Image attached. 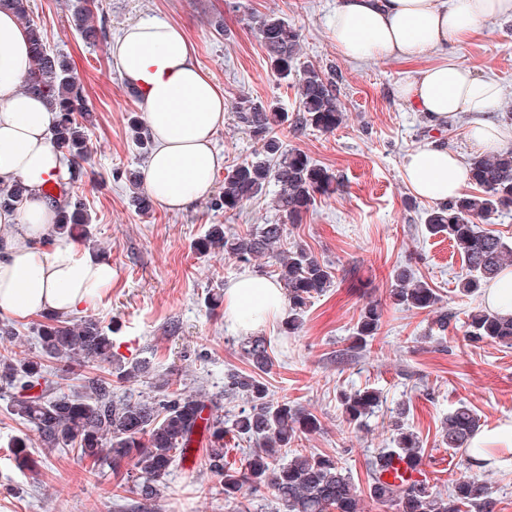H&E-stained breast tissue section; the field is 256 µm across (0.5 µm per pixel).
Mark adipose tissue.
Instances as JSON below:
<instances>
[{
    "label": "adipose tissue",
    "mask_w": 512,
    "mask_h": 512,
    "mask_svg": "<svg viewBox=\"0 0 512 512\" xmlns=\"http://www.w3.org/2000/svg\"><path fill=\"white\" fill-rule=\"evenodd\" d=\"M503 16L512 17V0H336L330 37L352 61L429 59L400 83V98L435 128L465 119L470 143L495 152L512 145V126L493 117L502 88L448 48ZM110 54L145 112L152 150L143 186L163 209L186 210L211 194L224 162L214 147L224 125V92L173 23H130ZM33 68L25 28L9 8L0 9V182L19 180L27 188L13 212L0 213V316L14 319L88 310L112 286L110 263L56 232L57 211L44 191L64 164L52 142L55 113L21 89ZM402 177L416 196L441 202L460 194L468 169L461 154L430 139L405 157ZM286 308L283 288L249 269L224 291L225 318L247 335Z\"/></svg>",
    "instance_id": "1"
}]
</instances>
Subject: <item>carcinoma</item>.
<instances>
[{
    "label": "carcinoma",
    "instance_id": "carcinoma-1",
    "mask_svg": "<svg viewBox=\"0 0 512 512\" xmlns=\"http://www.w3.org/2000/svg\"><path fill=\"white\" fill-rule=\"evenodd\" d=\"M91 4L92 0H81L74 10L73 22L80 36L94 43L100 34L89 23ZM2 6L11 9L28 31L36 59L28 90L42 94L58 112L52 139L66 160L68 177L57 181L58 193L46 194L55 203L69 195V186L81 178L83 163L90 158L84 126L78 120L80 116L88 119L89 114L84 110L76 73L66 56L47 46L40 27L30 19L28 0H0ZM254 24L271 71L283 80L300 73L296 83L298 108L288 114L247 97L235 102L238 121L261 143L262 157L238 165L227 174L224 191L215 199L214 207L226 212L236 210L262 193L266 183L273 180L279 186L275 198L278 222L262 224L245 236L230 234L224 225L213 224L194 249L200 254L222 249L244 264L257 257L273 260L276 280L288 295L289 314L282 332L291 335L301 326L311 300L332 286L333 275L326 264L303 247L282 250L286 226L301 223L316 196L335 193L338 184L332 172L315 164L306 153L282 150L276 128L286 125L296 132L307 127L331 131L343 123L345 114L334 77L312 64L298 70L300 34L295 27L274 15L257 17ZM469 177L478 193L439 203L425 217L426 231L432 236H448L461 254L465 275L458 280L457 290L463 295L477 293L504 267L512 265V246L478 224L512 210V149L472 158ZM25 192L20 183L0 188V210L12 211ZM87 224L89 217L81 200L71 199L59 207L60 235L86 240ZM391 294L397 304L409 309H427L440 301L434 289L409 268L397 273ZM381 327L382 311L369 305L361 311L351 339L356 347L364 348ZM464 336L472 344L512 347V319L476 308L464 322ZM36 339L39 354L0 358V389L10 391L11 411L36 428L44 447H68L100 470H112L114 476L121 478L117 487L131 482L143 499H153L170 468L184 455L190 437L199 429L217 442L230 433L255 445L239 465L226 460L222 448L205 449L206 462L218 477L224 502L233 507L232 512H257L251 500L239 499L246 484L271 491L284 512H361L362 492L335 456L297 451L288 460L281 457L283 449L315 431L319 421L310 412L270 399L263 378L272 366L271 341L266 338H250L241 345L251 373L231 372L224 378L227 399L243 395L246 401V406L231 415L227 427L218 417H203L207 404L201 394L171 391L161 399L132 401L115 396L112 379L106 376L86 380L80 391L59 388L50 394L44 390L36 393L34 389L50 367L69 372L76 364L112 362V339L92 316L72 325L48 317L36 329ZM340 403L346 422L361 428L379 407L381 395L368 389L344 391ZM406 412L404 404L397 408L392 422V446L379 449L370 461L369 498L395 506L396 512H494L492 487L476 476L460 475L448 486L445 496L432 492L425 482L381 481L379 472L393 457L421 461L420 441L402 422ZM478 428L477 414L461 403L442 423L441 442L453 450L467 448ZM13 458L20 468L38 466L24 439L15 441Z\"/></svg>",
    "mask_w": 512,
    "mask_h": 512
}]
</instances>
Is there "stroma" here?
Masks as SVG:
<instances>
[{
    "label": "stroma",
    "instance_id": "1",
    "mask_svg": "<svg viewBox=\"0 0 512 512\" xmlns=\"http://www.w3.org/2000/svg\"><path fill=\"white\" fill-rule=\"evenodd\" d=\"M73 0H30L29 14L52 50L76 70L90 114L87 134L92 158L71 193L90 218L84 247L105 254L112 286L91 316L112 338L115 359L148 361V376L115 381L117 395L138 400L156 395L159 383L186 393L205 392L215 415L227 417L243 399L226 400L228 372H249L241 354L244 340L223 307L208 303L242 270L221 252L201 255L193 245L210 225L244 234L277 219L268 184L239 211L227 213L201 200L183 212L159 205L135 207L130 172L147 161L133 140L129 118L142 115L138 95L121 80L110 47L124 27L139 20H163L183 27L195 45L201 68L224 90V126L215 137L224 157L214 181L222 193L235 165L254 160L259 145L241 128L233 109L242 96L285 111L298 106L295 89L271 72L251 19L275 14L301 33L299 65L313 64L334 75L344 122L331 132L313 128L278 132L284 149L300 150L333 172L336 194L318 198L298 224L288 225L286 246L299 245L330 265L334 284L315 297L300 329L291 336L273 321L260 334L271 342L273 366L265 376L272 399L309 411L320 422L305 436L306 453L336 456L359 488L368 484V462L392 439L391 411L408 402L405 424L419 437L428 484L444 493L465 470L461 452L442 445L441 423L464 403L479 416L482 431L512 422V348L471 345L463 325L482 304L481 295L456 292L464 271L461 255L447 238L428 235L424 217L431 203L414 196L402 178L406 155L427 139L446 142L464 158L477 151L465 137V122L436 129L421 112L397 96V87L422 61L345 59L330 39L336 0H96L92 21L102 39L86 43L75 31ZM450 53L477 75L503 89L497 113H512V18L487 24ZM412 266L442 298L441 308L409 309L390 296L398 268ZM382 311L377 339L352 345L361 311ZM447 326H440L441 313ZM378 390L384 403L365 427L346 422L340 392ZM26 437L42 457L38 471L19 469L9 451ZM498 462L480 470L495 490V512H512V450L496 449ZM0 512H229L219 480L203 459L176 463L157 498L145 501L133 487L117 491L111 474L101 473L71 450L42 448L34 427L12 415L8 395L0 396Z\"/></svg>",
    "mask_w": 512,
    "mask_h": 512
}]
</instances>
